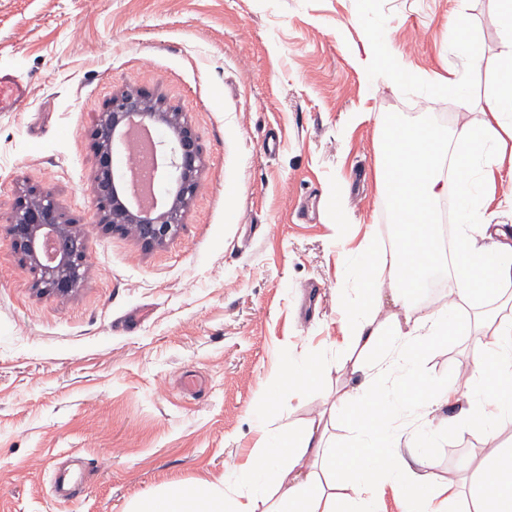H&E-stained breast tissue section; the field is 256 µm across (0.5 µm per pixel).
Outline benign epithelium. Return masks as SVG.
<instances>
[{
    "label": "benign epithelium",
    "mask_w": 512,
    "mask_h": 512,
    "mask_svg": "<svg viewBox=\"0 0 512 512\" xmlns=\"http://www.w3.org/2000/svg\"><path fill=\"white\" fill-rule=\"evenodd\" d=\"M162 124L171 139L154 148L153 179L168 185L159 208L135 207L122 190L112 151L122 137ZM96 166L92 196L99 223L133 234L146 247H162L177 233L200 184L202 148L182 113L140 90L112 94L92 131ZM14 250L30 266L33 287L68 296L86 272L87 243L77 225L64 219L54 194L37 187L18 197L8 219Z\"/></svg>",
    "instance_id": "7a95c632"
}]
</instances>
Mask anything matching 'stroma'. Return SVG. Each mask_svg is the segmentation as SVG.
Here are the masks:
<instances>
[{
    "mask_svg": "<svg viewBox=\"0 0 512 512\" xmlns=\"http://www.w3.org/2000/svg\"><path fill=\"white\" fill-rule=\"evenodd\" d=\"M455 10L482 58L465 112L476 123L501 49L496 0H0V75L28 89L0 112V512H132L169 485L218 483L225 465L253 460L262 429L328 418L358 386L336 295L359 298L350 269L368 257L366 235L375 251L390 244L384 125L460 111L434 86L462 66L448 48ZM370 33L390 35L419 82L365 83L354 51ZM126 88L183 112L203 150L200 190L160 248L99 224L88 194L97 114ZM32 185L88 241L67 297L34 288L7 234ZM491 301L461 309L412 381L391 383L400 432L434 431L460 510L489 441L456 405L430 421L417 403L470 362L474 315ZM287 359L326 369L306 391L269 390ZM72 456L93 470L61 500L52 483Z\"/></svg>",
    "mask_w": 512,
    "mask_h": 512,
    "instance_id": "35a3bbf8",
    "label": "stroma"
}]
</instances>
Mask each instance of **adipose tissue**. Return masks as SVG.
Returning <instances> with one entry per match:
<instances>
[{"label":"adipose tissue","instance_id":"1","mask_svg":"<svg viewBox=\"0 0 512 512\" xmlns=\"http://www.w3.org/2000/svg\"><path fill=\"white\" fill-rule=\"evenodd\" d=\"M497 3L501 51L480 123L464 121L449 133L434 126L390 125L381 135L377 179L393 216V246L356 266L362 303L336 297L346 317L342 347L359 352L358 367L366 372L363 382L344 395L336 416L363 447L376 440L396 443L388 420L374 423L367 417L370 405L391 395L382 389V380L417 363L430 338L446 335L456 323V307H421L417 288L439 278L458 304H469L512 282V224L500 222L490 210L487 191L512 140V0ZM448 45L464 69L442 88L465 107L468 73L480 59L461 13L448 21ZM358 61L364 76L382 69L394 82L414 80L409 65L379 35L365 39ZM445 162L453 177L443 176ZM448 195L456 200L458 233L447 256L434 235V205ZM387 299L395 311L387 322H376L373 312ZM470 352L473 369L463 387L432 381L429 398L419 405L429 415L462 398L460 389H467L464 421L494 436L512 424V317L481 312ZM326 432L325 425L313 421L264 438L255 448L256 464L234 468L222 478L223 484L244 490L233 503L225 502L218 487L203 482L149 497L139 512H376L371 489L382 482L402 486L408 512H441L442 506L455 503L454 482L430 471L428 458H420L415 469L404 460L384 465L363 456L336 455L329 451ZM476 472L465 512H512V448H488Z\"/></svg>","mask_w":512,"mask_h":512}]
</instances>
